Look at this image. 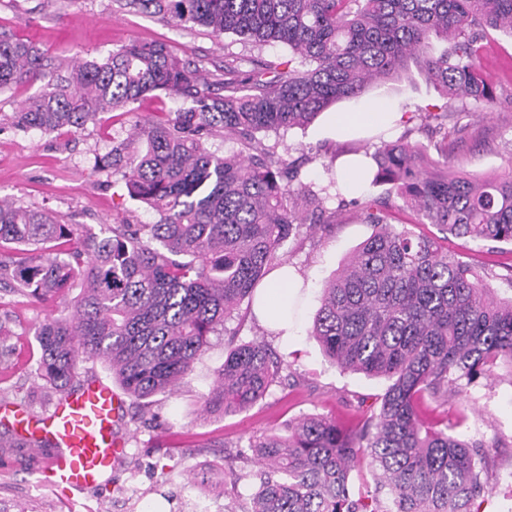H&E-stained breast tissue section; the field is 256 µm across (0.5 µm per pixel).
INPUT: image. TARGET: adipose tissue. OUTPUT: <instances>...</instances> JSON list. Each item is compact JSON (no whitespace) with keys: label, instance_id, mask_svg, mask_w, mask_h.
<instances>
[{"label":"adipose tissue","instance_id":"obj_1","mask_svg":"<svg viewBox=\"0 0 512 512\" xmlns=\"http://www.w3.org/2000/svg\"><path fill=\"white\" fill-rule=\"evenodd\" d=\"M304 286V279L296 268L282 263L274 268L260 283L254 293L253 313L268 330L281 331L285 335H297L301 322L284 307Z\"/></svg>","mask_w":512,"mask_h":512}]
</instances>
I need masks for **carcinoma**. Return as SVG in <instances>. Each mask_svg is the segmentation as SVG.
Returning a JSON list of instances; mask_svg holds the SVG:
<instances>
[{"instance_id":"cac0c4a2","label":"carcinoma","mask_w":512,"mask_h":512,"mask_svg":"<svg viewBox=\"0 0 512 512\" xmlns=\"http://www.w3.org/2000/svg\"><path fill=\"white\" fill-rule=\"evenodd\" d=\"M118 8L186 28L233 34L250 55L224 65L186 62L161 42L118 44L102 59L46 68L32 43L0 36V91L42 83L12 116L20 130L77 133L105 112L129 117L103 166L112 186L153 209L154 224H60L46 210L0 200V295L57 297L67 315L39 325L37 378L62 392L79 363L100 361L133 401L168 393L188 376L224 323L303 224H332L325 202L342 200L334 178L317 195L301 170L256 137L304 129L337 101L399 78L414 63L445 106L501 104L484 71L490 32L512 36V0H115ZM279 43L286 62L263 57ZM302 58L294 65V56ZM175 112L142 119L134 104L160 97ZM222 133L241 148L208 149ZM370 158L386 196L360 201L374 231L324 288L310 335L342 371L391 380L378 414L354 434L305 416L285 434L249 443L259 488L249 512H472L492 489L460 438L467 420L426 421L428 399L512 366V298L491 286L441 238L386 223L391 198L439 231L512 243V173L470 177L430 168L426 151L382 144ZM288 362L260 342L232 349L204 400L207 412H240L259 400ZM367 464L373 487L355 494L350 474Z\"/></svg>"}]
</instances>
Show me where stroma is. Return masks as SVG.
Segmentation results:
<instances>
[{
    "label": "stroma",
    "instance_id": "35a3bbf8",
    "mask_svg": "<svg viewBox=\"0 0 512 512\" xmlns=\"http://www.w3.org/2000/svg\"><path fill=\"white\" fill-rule=\"evenodd\" d=\"M0 32L31 40L48 64L101 58L115 45L131 40L163 42L184 60L203 59L219 66L225 51L244 53L236 36L214 38L201 28H178L148 15L118 9L114 0H0ZM484 58L497 81L500 98L512 96V36L494 32ZM38 85L24 84L0 92V197L35 209H46L63 224H103L129 221L152 224L156 213L145 205L114 196L112 174L95 168L97 158L112 148V118L78 135L24 133L11 125L22 103ZM438 92L417 68L398 79L372 83L353 99L332 105V112L379 110L401 118L383 137L341 142L324 135L326 117L305 129L262 134L264 143L298 161L311 190L327 185L336 157L361 148L375 152L381 142L423 144L432 159H447L448 168L466 176H493L512 164V112L482 103L450 106L443 129L423 126L417 107L442 104ZM336 213L330 226L302 228L289 238L282 259L298 268L309 283L299 336L289 344V367L266 396L234 414L207 413L202 408L216 373L228 352L241 344L263 341L279 350L270 334L252 315L249 302L212 337V345L194 372L174 392L126 403L121 432L128 454L107 485L65 501L37 482L49 449L14 447V433L0 425V503L9 512H248L256 481L248 448L262 433L280 432L305 416H327L346 429L378 409L389 386L383 377L344 372L324 355L311 336L325 282L343 266L373 228L362 223L357 208L326 203ZM446 248L462 254L486 274L498 299L512 297V245L483 244L462 238L445 240ZM56 299L0 298V320L12 330L9 366L0 365V405L49 414L52 405L35 375L40 349L34 333L43 321L59 314ZM435 414L465 411L468 425L462 436L489 447L482 478L493 489L485 512H512L505 499L503 479L512 472V368L502 366L492 377L479 380L463 395H449L447 405L430 402ZM218 468L225 473L223 493H208L196 481L198 473Z\"/></svg>",
    "mask_w": 512,
    "mask_h": 512
}]
</instances>
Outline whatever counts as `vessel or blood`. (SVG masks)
<instances>
[{
    "label": "vessel or blood",
    "instance_id": "1",
    "mask_svg": "<svg viewBox=\"0 0 512 512\" xmlns=\"http://www.w3.org/2000/svg\"><path fill=\"white\" fill-rule=\"evenodd\" d=\"M122 405L109 385L96 380L60 400L49 414L16 415L19 436L45 432L60 448L39 471V483L67 498L103 485L127 453L125 437L115 431Z\"/></svg>",
    "mask_w": 512,
    "mask_h": 512
}]
</instances>
